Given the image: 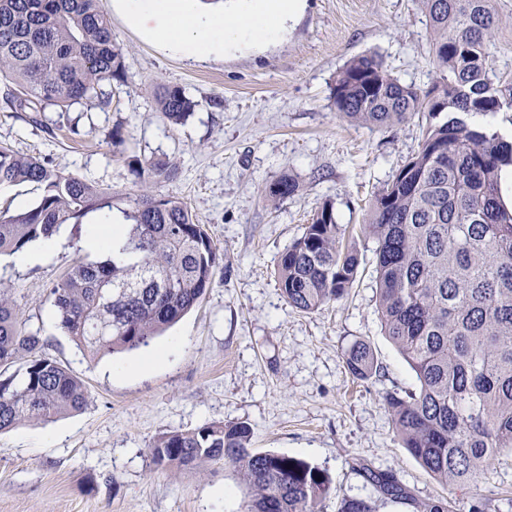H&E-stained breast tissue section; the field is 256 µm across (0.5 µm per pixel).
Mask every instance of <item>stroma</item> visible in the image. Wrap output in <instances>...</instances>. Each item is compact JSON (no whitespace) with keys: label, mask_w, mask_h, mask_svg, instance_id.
Masks as SVG:
<instances>
[{"label":"stroma","mask_w":512,"mask_h":512,"mask_svg":"<svg viewBox=\"0 0 512 512\" xmlns=\"http://www.w3.org/2000/svg\"><path fill=\"white\" fill-rule=\"evenodd\" d=\"M98 6L125 63L109 108L76 105L32 118L0 103V144L122 197L138 189L129 151L170 160L178 173L158 192L187 204L221 260L197 307L152 342L166 356L143 373L141 351L89 357L54 318L50 290L78 258L89 224L62 225L45 263L0 258V285L39 332L45 355L87 387L82 410L0 434V512H240L246 489L231 465L175 474L149 451L164 433L236 422L250 424L256 451L328 472L335 490L322 512H337L348 496H373L367 468L396 476L413 501L466 508L483 499L491 512H512L511 451L478 480L448 487L396 435L384 397L418 381L382 330L375 241L357 239L353 288L315 312L291 307L274 274L324 202L339 224L361 223L374 193L416 151L420 116L382 130L353 123L336 112L332 88L337 72L367 53L403 83L431 85L430 25L419 0H305L275 45L202 61L149 39L117 0ZM494 6L501 24L493 70L512 76V0ZM167 84L198 103L183 124L157 110ZM286 173L301 189L272 205L264 189ZM358 341L371 346L379 376L349 373L345 353Z\"/></svg>","instance_id":"35a3bbf8"}]
</instances>
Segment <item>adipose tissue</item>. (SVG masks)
Segmentation results:
<instances>
[{"label":"adipose tissue","instance_id":"ef3b65f1","mask_svg":"<svg viewBox=\"0 0 512 512\" xmlns=\"http://www.w3.org/2000/svg\"><path fill=\"white\" fill-rule=\"evenodd\" d=\"M145 34L192 58L233 55L276 41L302 0H123Z\"/></svg>","mask_w":512,"mask_h":512}]
</instances>
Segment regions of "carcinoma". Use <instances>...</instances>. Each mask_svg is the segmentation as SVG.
<instances>
[{"instance_id": "1", "label": "carcinoma", "mask_w": 512, "mask_h": 512, "mask_svg": "<svg viewBox=\"0 0 512 512\" xmlns=\"http://www.w3.org/2000/svg\"><path fill=\"white\" fill-rule=\"evenodd\" d=\"M98 0H0V81L13 112H67L112 102L124 82L122 51ZM430 22L437 79L407 85L376 55H361L336 76L333 104L351 122L388 129L423 114L418 149L377 192L364 233L376 242L377 309L385 336L415 372L418 389L389 392L385 404L403 445L449 486L475 480L500 448H512V206L502 170L512 142L474 114L512 110V80L497 78L489 47L500 18L492 0H420ZM160 111L183 123L198 102L166 86ZM139 184L124 207L112 192L0 146V184L34 183L37 203L0 214V256L48 240L89 214H122L120 256L81 258L51 289L56 318L78 346L97 357L149 345L199 303L219 266V249L180 199L155 191L172 179L167 161L127 156ZM291 176L271 184L274 203L295 195ZM342 225L326 202L279 257L275 274L288 304L314 312L344 297L359 257L340 245ZM42 347L0 287V364ZM360 380L379 372L369 344L345 353ZM83 381L39 357L0 379V432L83 408ZM245 422L170 431L153 442L155 465L170 471L224 461L248 491L241 512H320L330 476L305 460L252 448ZM381 499L417 512H451L443 499L417 502L389 473L364 470ZM337 512H376L375 501L345 497Z\"/></svg>"}]
</instances>
